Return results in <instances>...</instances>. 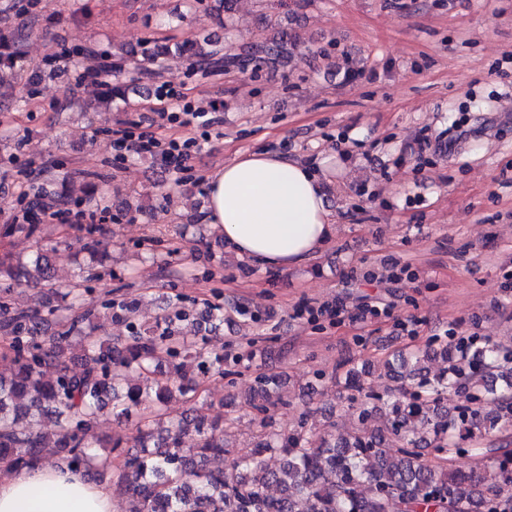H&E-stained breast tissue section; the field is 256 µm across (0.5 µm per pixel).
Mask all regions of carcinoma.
Wrapping results in <instances>:
<instances>
[{"instance_id":"cac0c4a2","label":"carcinoma","mask_w":512,"mask_h":512,"mask_svg":"<svg viewBox=\"0 0 512 512\" xmlns=\"http://www.w3.org/2000/svg\"><path fill=\"white\" fill-rule=\"evenodd\" d=\"M27 33L18 27L0 34V86L19 76ZM301 47L297 33L278 28L253 52H237L229 44L205 37L199 43L132 48L122 53H97L104 64L95 73L99 103L128 98L122 80L125 62L136 56L151 63L172 52L184 53L195 67L242 73L276 64ZM80 248L92 260L108 256L105 244L86 227ZM55 248H38L25 257L0 258V335L9 340L12 366L0 372V466L35 468L52 454L69 467L90 475L112 474V487L124 512H512V489L485 483V468L460 470L440 461L426 463L420 449L450 455L468 453L485 462L492 449L480 447L486 435L512 428V349L474 337L461 352L440 341L417 351H395L373 361L374 370L407 386L400 399L383 400L369 390L355 368L343 372L348 395L342 410L360 427L336 429V412L308 410L297 426L286 429L270 410L288 407L283 374H258L249 392L260 433L252 448L232 465L209 468L210 459L230 449L226 423H206L190 407L175 419L164 407L175 397L193 401L198 378L224 365H238L241 355L207 351L199 346L202 320L222 322L221 307L194 312L165 301L154 324L131 321L132 304L107 300L98 307L71 313L72 306L46 310L16 305V290L43 284L60 297L76 283L58 282L53 267ZM127 322L125 343L97 333L100 317ZM49 335L43 347L35 338ZM77 345L82 368L75 370L67 352ZM441 358L434 372L429 362ZM172 365V374L155 386L131 385L130 374L144 379ZM459 403L450 408L444 392ZM493 403L496 411H484ZM110 409L117 423L137 413L133 449L94 456L84 435ZM194 438L197 447H184ZM280 457L279 467L267 457ZM276 495L268 494L269 488Z\"/></svg>"}]
</instances>
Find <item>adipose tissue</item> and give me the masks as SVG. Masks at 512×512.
<instances>
[{
  "label": "adipose tissue",
  "mask_w": 512,
  "mask_h": 512,
  "mask_svg": "<svg viewBox=\"0 0 512 512\" xmlns=\"http://www.w3.org/2000/svg\"><path fill=\"white\" fill-rule=\"evenodd\" d=\"M206 218L236 253L257 264H302L332 235L324 168L268 151L239 155L211 175ZM0 512L116 509L110 486L54 466L1 473Z\"/></svg>",
  "instance_id": "ef3b65f1"
}]
</instances>
